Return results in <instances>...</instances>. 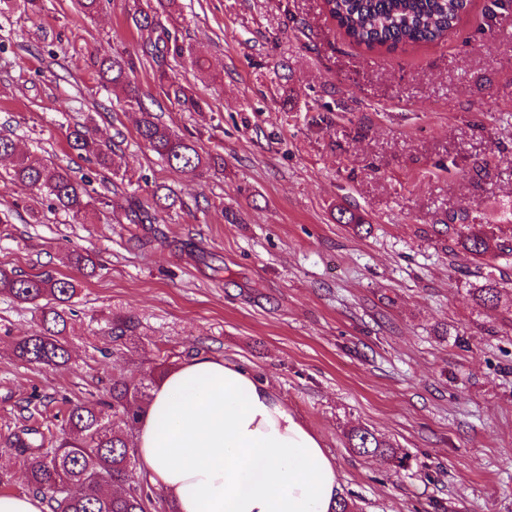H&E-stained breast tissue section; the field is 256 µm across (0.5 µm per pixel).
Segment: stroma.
Wrapping results in <instances>:
<instances>
[{
    "mask_svg": "<svg viewBox=\"0 0 512 512\" xmlns=\"http://www.w3.org/2000/svg\"><path fill=\"white\" fill-rule=\"evenodd\" d=\"M190 58L169 73L205 104L170 102L142 54L134 0L15 4L0 15V135L88 176L112 207L76 219L0 178V264L74 280L71 359L27 364L15 343L39 314L0 297V448L33 426L61 433L71 403L159 351L248 364L336 461L358 512H512V305L479 308L484 272L456 252L450 219L512 237V0H471L444 40L394 52L349 41L323 0H181ZM135 67L140 106L104 88L96 58ZM223 169L183 176L137 137L141 110ZM111 145V169L70 148L67 129ZM173 206L152 229L114 207L154 192ZM362 214L370 234L337 222ZM91 253L85 276L72 251ZM139 323L112 351L115 317ZM366 427L407 453L392 471L349 448Z\"/></svg>",
    "mask_w": 512,
    "mask_h": 512,
    "instance_id": "obj_1",
    "label": "stroma"
}]
</instances>
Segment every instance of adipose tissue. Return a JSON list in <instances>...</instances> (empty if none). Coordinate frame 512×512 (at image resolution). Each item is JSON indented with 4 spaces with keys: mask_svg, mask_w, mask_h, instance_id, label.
Masks as SVG:
<instances>
[{
    "mask_svg": "<svg viewBox=\"0 0 512 512\" xmlns=\"http://www.w3.org/2000/svg\"><path fill=\"white\" fill-rule=\"evenodd\" d=\"M133 446L177 512H331L334 458L247 365L194 357L166 372Z\"/></svg>",
    "mask_w": 512,
    "mask_h": 512,
    "instance_id": "1",
    "label": "adipose tissue"
}]
</instances>
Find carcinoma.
<instances>
[{"label":"carcinoma","instance_id":"cac0c4a2","mask_svg":"<svg viewBox=\"0 0 512 512\" xmlns=\"http://www.w3.org/2000/svg\"><path fill=\"white\" fill-rule=\"evenodd\" d=\"M470 2L323 0V5L351 42L369 50L394 51L400 46L431 44L447 37L468 12ZM179 19L180 0H149L147 9L132 14L135 27L148 31L142 53L155 64V78L162 92L182 110L199 112L200 100L166 71L168 59L181 58L185 53L175 30ZM97 65L105 84L122 88L128 102L140 103L138 87L128 76L133 62L115 55L100 59ZM137 134L153 153L182 175L200 177L224 167V162L200 151L195 141L170 130L152 112H141ZM68 141L71 149L93 156L98 165L112 167V147L98 143L86 127H74ZM0 158L11 160L13 182L35 191L49 201V206L75 216H84L95 207L83 181L61 167H50L19 152L14 140L0 137ZM169 200L167 194H156L153 204L146 207L131 197L124 215L132 224L151 225L156 223L158 211L170 206ZM337 221L355 232L368 230L366 219L351 210H338ZM453 230L457 247L475 260L512 259V238H502L483 224H455ZM502 291L499 280L488 275L474 296L483 307H497L502 302ZM76 293V284L66 277L26 274L0 266V295L40 312L38 330L16 343L15 354L20 360L55 368L68 364L66 306ZM137 328L130 318L116 320L111 327L112 341L125 345L138 337ZM176 364L174 355L166 354L136 383L112 377L98 401L69 409L66 427L52 448L45 449L44 433L29 427L15 434L0 453L29 459L27 486L42 497L50 512H175L173 501L150 487L147 477L132 480L135 458L129 440L156 380ZM347 439L360 455L379 457L396 469L407 464L406 454L368 428L352 430Z\"/></svg>","mask_w":512,"mask_h":512}]
</instances>
